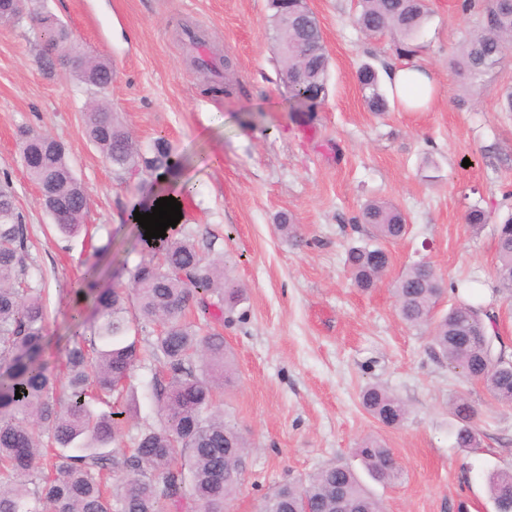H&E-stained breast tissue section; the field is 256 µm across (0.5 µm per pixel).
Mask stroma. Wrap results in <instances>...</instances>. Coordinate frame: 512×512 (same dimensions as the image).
I'll return each instance as SVG.
<instances>
[{"label":"stroma","mask_w":512,"mask_h":512,"mask_svg":"<svg viewBox=\"0 0 512 512\" xmlns=\"http://www.w3.org/2000/svg\"><path fill=\"white\" fill-rule=\"evenodd\" d=\"M460 3L429 0L430 19L406 57L392 36L356 28V0H309L331 61L327 97L309 114L288 109L268 0L39 2L92 58L110 63L105 101L133 138L144 147L165 138L187 157L179 178L193 196L181 229L206 258L233 256L246 287L241 313L222 328L235 366L219 407L251 445L229 512H259L267 492L330 464L360 469L355 452L367 437L392 448L403 470L396 483H367L385 512H496L485 477L512 470V406L438 358L426 328L401 319L394 293L409 266L430 262L443 278L438 313L462 301L493 310L512 347V300L494 278L495 227L512 211V112L496 100L512 84V60L477 86L450 69L472 23ZM366 62L426 65L434 103L423 112H371L357 82ZM224 83L231 95L211 93ZM92 99L75 76L41 69L28 24L0 23V181L9 180L27 226L28 281L49 307L42 360L52 369L67 347L82 260L95 255L100 287L128 283L143 258L128 207L155 190L148 175H116L88 142L83 114ZM25 128L65 145L89 198L87 233L63 238L42 207L21 161ZM371 200L397 205L408 231L386 243L391 265L364 292L345 258L372 241L357 222ZM473 207L486 223H466ZM283 214L298 240L277 231ZM157 369L146 360L133 370L123 450L158 423ZM368 385L404 401L400 426H382L363 409ZM460 396L478 414L473 449L455 441L451 403Z\"/></svg>","instance_id":"35a3bbf8"}]
</instances>
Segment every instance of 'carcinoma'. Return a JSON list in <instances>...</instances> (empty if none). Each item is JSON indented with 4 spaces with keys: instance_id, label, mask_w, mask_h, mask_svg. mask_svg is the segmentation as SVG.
<instances>
[{
    "instance_id": "obj_1",
    "label": "carcinoma",
    "mask_w": 512,
    "mask_h": 512,
    "mask_svg": "<svg viewBox=\"0 0 512 512\" xmlns=\"http://www.w3.org/2000/svg\"><path fill=\"white\" fill-rule=\"evenodd\" d=\"M278 40L279 79L291 94V109L314 112L328 93L330 60L319 22L296 13V0H269ZM463 13L475 17L461 39L451 66L471 81L482 79L512 54V0H462ZM430 17L428 0H357L355 24L370 35L394 33L400 52L413 42ZM29 19L43 45L40 66L84 60L77 75L104 97L112 67L86 58L72 32L55 23L50 42L43 40L47 14L21 12L10 20ZM364 101L372 112H386L389 99L377 68L357 72ZM89 142L118 174L144 171L154 177L176 176L182 157L162 138L144 149L105 105L84 112ZM20 155L41 203L58 230L68 236L83 227L87 193L74 176L64 145L35 132L21 133ZM361 223L372 237L392 241L407 231V218L396 206L365 203ZM495 278L512 297V215L496 227ZM149 259L131 275L130 286L96 290L98 264L84 262V287L93 316L76 306L70 313V344L63 374L41 360L48 310L40 292L26 285L28 237L8 182L0 183V512H224L238 492L249 445L245 437L213 411L216 395L233 377V361L224 336L212 324L229 318L243 301L244 287L231 274L229 261L203 257L192 235L171 233L141 239ZM345 264L353 284L369 291L390 265L380 246L352 248ZM442 278L428 262L401 276L395 288L401 318L412 326L432 327L435 353L454 368L482 382L500 404L512 406V355L503 341L490 346L497 316L459 303L439 315ZM157 326L150 356L161 365L152 389L159 423L136 438L123 456L126 479L112 484L114 448L123 442L126 410L120 398L140 361L134 323ZM21 393L15 398V393ZM364 409L380 424L396 427L406 418L403 401L372 385L361 395ZM456 443L479 446L472 426L475 411L464 398L452 404ZM357 456L379 482L400 479L392 449L366 439ZM498 512H512V471L486 477ZM347 512H383L357 473L347 465L325 466L304 481L283 484L265 495L262 512H337L336 490Z\"/></svg>"
}]
</instances>
